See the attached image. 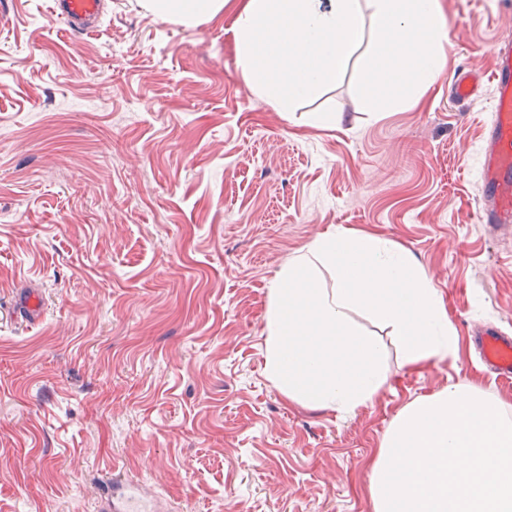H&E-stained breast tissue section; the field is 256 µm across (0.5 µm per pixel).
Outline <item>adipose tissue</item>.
I'll use <instances>...</instances> for the list:
<instances>
[{
  "mask_svg": "<svg viewBox=\"0 0 512 512\" xmlns=\"http://www.w3.org/2000/svg\"><path fill=\"white\" fill-rule=\"evenodd\" d=\"M229 3L240 77L281 112L335 84L365 42L372 100L396 87L394 104H406L444 73L439 0H147L145 8L194 26ZM321 268L331 287L321 286ZM359 314L389 329L402 367L457 356V331L422 266L389 239L336 230L282 266L270 293L264 372L288 402L349 416L389 386L382 347Z\"/></svg>",
  "mask_w": 512,
  "mask_h": 512,
  "instance_id": "ef3b65f1",
  "label": "adipose tissue"
}]
</instances>
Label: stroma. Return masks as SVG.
I'll use <instances>...</instances> for the list:
<instances>
[{"label": "stroma", "instance_id": "obj_1", "mask_svg": "<svg viewBox=\"0 0 512 512\" xmlns=\"http://www.w3.org/2000/svg\"><path fill=\"white\" fill-rule=\"evenodd\" d=\"M442 4L446 74L417 102L374 111L354 57L285 116L240 79L228 13L189 28L106 0L87 35L0 0V512H99L107 474L164 512H370L402 407L451 383L512 403L471 336L512 334V226L479 221L492 94H448L490 76L512 0ZM335 228L404 248L459 336L416 371L387 347L389 386L346 418L263 373L276 275ZM482 93L479 76L466 73L460 76L451 87V95L459 102L470 101Z\"/></svg>", "mask_w": 512, "mask_h": 512}]
</instances>
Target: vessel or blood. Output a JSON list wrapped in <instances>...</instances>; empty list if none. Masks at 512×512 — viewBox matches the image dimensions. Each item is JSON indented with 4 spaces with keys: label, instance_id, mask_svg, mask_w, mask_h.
<instances>
[{
    "label": "vessel or blood",
    "instance_id": "b4317fda",
    "mask_svg": "<svg viewBox=\"0 0 512 512\" xmlns=\"http://www.w3.org/2000/svg\"><path fill=\"white\" fill-rule=\"evenodd\" d=\"M103 12V0H51L50 14L68 30L89 33ZM492 74L494 104L480 150L479 218L484 224L512 223V44L495 48ZM482 92L479 76L464 74L451 87L453 98L466 102ZM474 342L484 366L512 379V336L494 325L483 326ZM102 512H143L153 498L126 479H108L101 489Z\"/></svg>",
    "mask_w": 512,
    "mask_h": 512
}]
</instances>
